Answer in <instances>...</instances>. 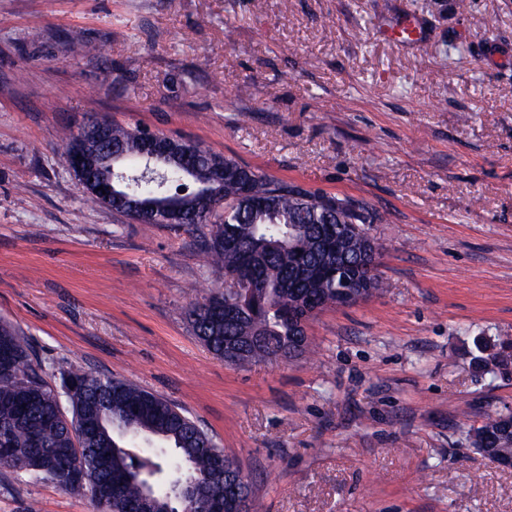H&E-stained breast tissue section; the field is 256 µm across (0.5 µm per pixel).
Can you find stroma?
<instances>
[{"label":"stroma","mask_w":512,"mask_h":512,"mask_svg":"<svg viewBox=\"0 0 512 512\" xmlns=\"http://www.w3.org/2000/svg\"><path fill=\"white\" fill-rule=\"evenodd\" d=\"M407 16L419 40H392ZM97 119L365 203L380 291L312 319L307 357L214 355L184 314L224 281L200 231L64 163ZM1 319L50 385L72 363L181 408L252 512H512V469L466 442L512 409V366L475 361L512 339V0H0ZM0 512L97 509L0 472Z\"/></svg>","instance_id":"obj_1"}]
</instances>
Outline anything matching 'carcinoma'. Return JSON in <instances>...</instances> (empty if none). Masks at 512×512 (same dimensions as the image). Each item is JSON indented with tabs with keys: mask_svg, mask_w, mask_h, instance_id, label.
I'll return each mask as SVG.
<instances>
[{
	"mask_svg": "<svg viewBox=\"0 0 512 512\" xmlns=\"http://www.w3.org/2000/svg\"><path fill=\"white\" fill-rule=\"evenodd\" d=\"M140 136L138 129L113 125L109 130V140L126 152L115 176L126 201L114 211L138 221L133 202L147 200L160 209L178 202L185 208L183 227L207 228V255L224 268V276H239L237 291L226 294L217 285L185 311L194 335L215 355L224 356V342L233 341L239 345V365L277 362L307 313L352 294L369 297L380 290V276L365 281L362 267L380 259L382 244L359 232L342 239L336 231L338 224L375 223L376 216L363 204L272 178L211 150L194 156L198 176L185 175L174 162L160 166L166 176L149 182L140 170ZM64 142V160L72 151L82 152L88 175L103 174L102 148L87 144L80 132L65 135ZM219 165L226 174L212 206L198 195L203 179ZM226 299L242 307V321L215 322ZM256 331L263 336L261 345L248 341ZM59 374L71 385L67 393L44 381L23 333L0 322V469L24 471L72 494L78 481L77 493L95 502L99 512H119L117 502L98 495L102 486L116 488L122 499H137L135 467L152 476L158 512H168L169 486L183 464L192 468L204 497L224 494V483L213 478L218 446L180 408L131 382L71 364ZM86 411L98 424L99 438L86 445L84 469L75 475L67 459L71 436L61 416L76 425ZM510 415L507 410L487 416L468 431V446L489 454L490 436Z\"/></svg>",
	"mask_w": 512,
	"mask_h": 512,
	"instance_id": "cac0c4a2",
	"label": "carcinoma"
}]
</instances>
